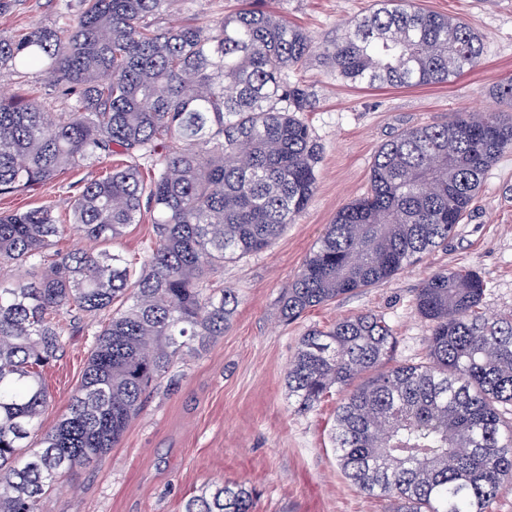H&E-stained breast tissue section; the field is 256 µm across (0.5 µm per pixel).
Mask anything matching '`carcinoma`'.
<instances>
[{
	"instance_id": "1",
	"label": "carcinoma",
	"mask_w": 512,
	"mask_h": 512,
	"mask_svg": "<svg viewBox=\"0 0 512 512\" xmlns=\"http://www.w3.org/2000/svg\"><path fill=\"white\" fill-rule=\"evenodd\" d=\"M177 0H60L58 23L0 35V70L33 68L64 100H0V194L119 153L68 217L112 242L153 213L139 272L120 253L53 249L69 225L51 205L0 215V512H41L55 482L108 453L149 389L178 359L230 327L239 300L217 274L268 248L316 187L319 149L301 113L314 92L288 72L312 64L311 40L281 16L243 7L204 30L164 26ZM481 36L457 18L378 0L326 46L348 84H444L476 68ZM512 150V113L452 112L407 128L374 156L369 188L341 207L283 295L281 316L389 281L448 242L486 172ZM157 172L143 182L141 166ZM474 270L443 269L418 289L426 361L386 366L392 326L357 314L300 337L288 363L299 412L334 392L341 470L389 512H492L512 489V314L480 311ZM106 316L68 412L40 437L43 371L84 317ZM254 492L209 483L185 512H253Z\"/></svg>"
}]
</instances>
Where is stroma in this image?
I'll use <instances>...</instances> for the list:
<instances>
[{
	"label": "stroma",
	"instance_id": "obj_1",
	"mask_svg": "<svg viewBox=\"0 0 512 512\" xmlns=\"http://www.w3.org/2000/svg\"><path fill=\"white\" fill-rule=\"evenodd\" d=\"M374 0H263L302 28L314 54ZM240 0H180L164 25L201 28L234 12ZM452 15L478 32L480 65L448 83L412 89H357L336 70L313 64L294 77L315 105L304 119L321 149L317 184L306 209L268 248L225 265L221 278L239 305L230 328L200 357L177 361L150 392L115 448L59 482L42 512H184L209 482L243 483L256 492L254 512H386L387 503L354 487L340 471L330 438L337 396L308 412L288 400L285 375L300 337L359 313L383 316L396 330L389 365L420 361L427 327L414 307L422 280L441 269L477 271L482 308L512 311V151L486 173L470 214L447 245L395 278L283 322L280 300L337 211L361 195L379 147L402 130L444 121L452 112H499L493 93L512 78V0H411ZM58 20V0H13L0 12V34L16 35ZM120 155L88 161L31 191L0 195V213L42 205L66 207L82 188L123 163ZM101 318H84L64 353L46 369L51 429L78 389Z\"/></svg>",
	"mask_w": 512,
	"mask_h": 512
}]
</instances>
